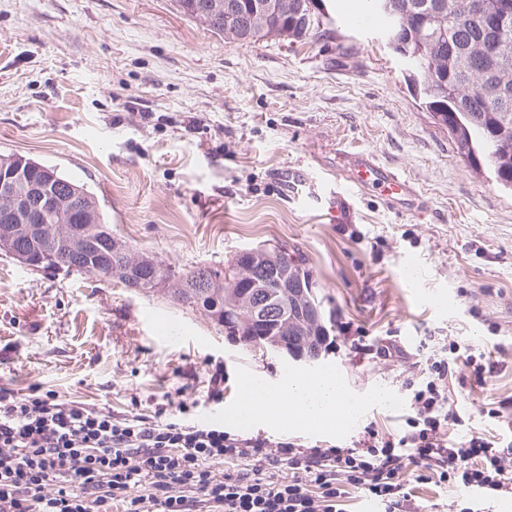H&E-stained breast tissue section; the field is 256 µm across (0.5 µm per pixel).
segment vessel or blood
<instances>
[{
	"instance_id": "obj_1",
	"label": "vessel or blood",
	"mask_w": 512,
	"mask_h": 512,
	"mask_svg": "<svg viewBox=\"0 0 512 512\" xmlns=\"http://www.w3.org/2000/svg\"><path fill=\"white\" fill-rule=\"evenodd\" d=\"M349 173L345 180H337L334 174L322 173L311 176L297 170L283 173L282 180L290 194H301L303 188L322 183L323 193L313 194L315 202H327L329 212L337 221L350 224L354 218L349 206L350 198L361 193H376L387 205L408 211L422 207L423 201L413 182L390 167L382 164L367 152L348 153Z\"/></svg>"
}]
</instances>
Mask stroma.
I'll use <instances>...</instances> for the list:
<instances>
[{
	"instance_id": "stroma-1",
	"label": "stroma",
	"mask_w": 512,
	"mask_h": 512,
	"mask_svg": "<svg viewBox=\"0 0 512 512\" xmlns=\"http://www.w3.org/2000/svg\"><path fill=\"white\" fill-rule=\"evenodd\" d=\"M356 3L321 0L331 18L305 41L244 44L176 0H0V154L84 184L113 237L180 274L287 247L305 261L327 329L320 358L296 361L242 345L171 289L37 272L0 252V387L39 386L117 417L182 401L193 423L232 411L252 379L275 385L332 364L362 400L352 420L326 432L224 429L271 446L347 448L369 427L402 436L407 382L453 340L464 355L448 406L465 424L450 440L512 443V190L460 159L383 28L351 23ZM345 150L409 177L423 212L365 194L355 223L335 224L276 178L290 165L345 168ZM388 338L398 351L385 358ZM405 477L422 512L471 496Z\"/></svg>"
}]
</instances>
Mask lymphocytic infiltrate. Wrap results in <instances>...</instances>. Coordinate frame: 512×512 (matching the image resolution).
<instances>
[{
	"label": "lymphocytic infiltrate",
	"mask_w": 512,
	"mask_h": 512,
	"mask_svg": "<svg viewBox=\"0 0 512 512\" xmlns=\"http://www.w3.org/2000/svg\"><path fill=\"white\" fill-rule=\"evenodd\" d=\"M429 372L412 394L403 437L372 433L359 448L279 442L267 459L288 466V479L254 467L261 441L183 422L182 404L165 418L119 419L37 386L22 396L0 389V512H145L148 502L154 512H343L351 488L384 512H403L411 494L402 472L411 465L439 484L512 491V448L483 437L449 447L448 428L462 423L448 407L450 365L436 360ZM229 460L250 468L216 478L212 463Z\"/></svg>",
	"instance_id": "1"
}]
</instances>
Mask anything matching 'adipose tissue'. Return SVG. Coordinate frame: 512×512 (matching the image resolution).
<instances>
[{"label":"adipose tissue","mask_w":512,"mask_h":512,"mask_svg":"<svg viewBox=\"0 0 512 512\" xmlns=\"http://www.w3.org/2000/svg\"><path fill=\"white\" fill-rule=\"evenodd\" d=\"M243 393L253 399L254 418L284 428L329 429L354 416L360 406L345 384L328 373L288 380L259 393L247 386Z\"/></svg>","instance_id":"adipose-tissue-1"}]
</instances>
